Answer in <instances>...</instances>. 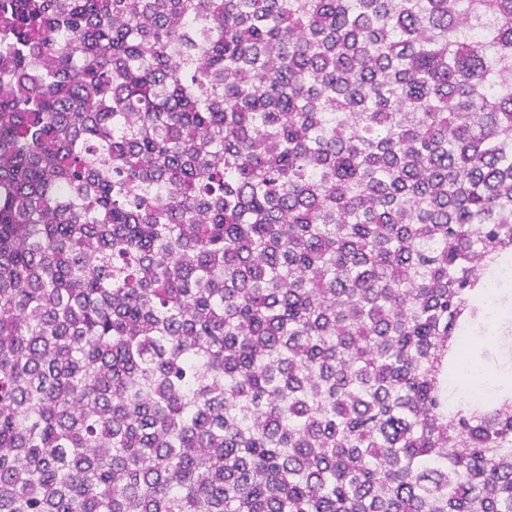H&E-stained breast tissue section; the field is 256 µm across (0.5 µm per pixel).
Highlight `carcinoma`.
Listing matches in <instances>:
<instances>
[{
	"label": "carcinoma",
	"instance_id": "carcinoma-1",
	"mask_svg": "<svg viewBox=\"0 0 512 512\" xmlns=\"http://www.w3.org/2000/svg\"><path fill=\"white\" fill-rule=\"evenodd\" d=\"M512 0H0V512H512ZM481 363L487 367L481 368L477 366L466 383L468 388L477 390L487 385L496 387L506 380L509 382L512 381V373L510 374V370L488 367L494 365V363L492 360H487L483 355H481Z\"/></svg>",
	"mask_w": 512,
	"mask_h": 512
}]
</instances>
